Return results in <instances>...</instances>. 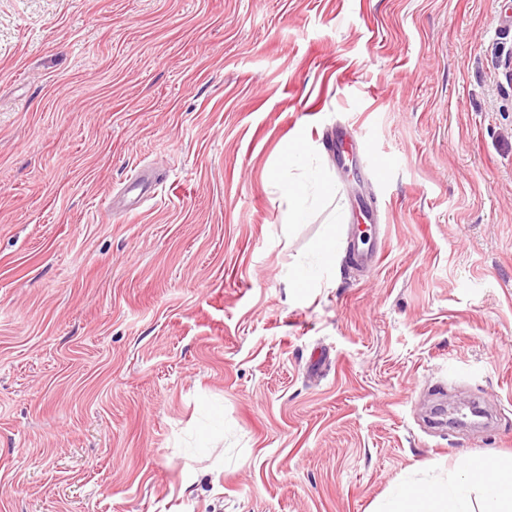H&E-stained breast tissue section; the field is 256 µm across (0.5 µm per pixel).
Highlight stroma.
<instances>
[{"mask_svg":"<svg viewBox=\"0 0 512 512\" xmlns=\"http://www.w3.org/2000/svg\"><path fill=\"white\" fill-rule=\"evenodd\" d=\"M511 57L512 0H0V512H379L512 462ZM279 188L282 194L291 201V209L288 212L289 223H305L310 212V200L316 198L311 193V188L324 189L325 185L317 173L312 174V186L306 183L281 182Z\"/></svg>","mask_w":512,"mask_h":512,"instance_id":"1","label":"stroma"}]
</instances>
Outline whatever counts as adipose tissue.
<instances>
[{
  "mask_svg": "<svg viewBox=\"0 0 512 512\" xmlns=\"http://www.w3.org/2000/svg\"><path fill=\"white\" fill-rule=\"evenodd\" d=\"M477 489L492 512H512V466L500 468L489 459L473 455L458 458L456 476L446 484L397 488L381 512H475L472 493Z\"/></svg>",
  "mask_w": 512,
  "mask_h": 512,
  "instance_id": "1",
  "label": "adipose tissue"
}]
</instances>
